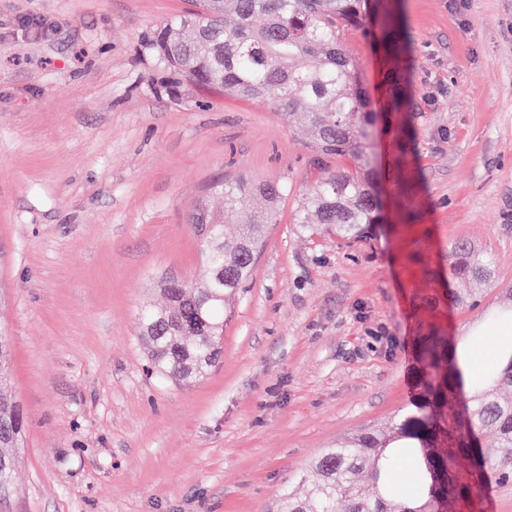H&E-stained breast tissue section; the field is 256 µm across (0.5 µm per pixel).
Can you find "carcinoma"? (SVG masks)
<instances>
[{
	"instance_id": "carcinoma-1",
	"label": "carcinoma",
	"mask_w": 512,
	"mask_h": 512,
	"mask_svg": "<svg viewBox=\"0 0 512 512\" xmlns=\"http://www.w3.org/2000/svg\"><path fill=\"white\" fill-rule=\"evenodd\" d=\"M366 0H196V9L153 25L141 47L164 73L159 90L181 99L190 87L247 100L270 101L306 132L318 152L348 158L354 169L329 170L313 193L299 200L300 235L335 238L352 246L370 238L379 201L370 181L373 118L361 80L343 47L350 29L364 27ZM389 101L407 108L399 77ZM224 210L203 202L190 213L192 226L209 224L200 282L163 280L161 307L138 314L140 337L152 369L175 384L205 378L220 362L224 310L248 280L268 225L277 223L288 194L283 182L242 178L214 182ZM237 227L227 241L224 225ZM453 278H491L489 259L466 242L448 253ZM500 348L506 363L486 370L488 386L464 395L458 356L467 347L431 332L420 338L416 394L411 411L388 432L362 431L324 449L281 493L275 512H466L476 489L490 477L512 481V338ZM11 349L0 336V458L23 441L25 420L9 392ZM491 430L495 447L481 446ZM420 458V495L406 504L395 496L394 474L402 457Z\"/></svg>"
}]
</instances>
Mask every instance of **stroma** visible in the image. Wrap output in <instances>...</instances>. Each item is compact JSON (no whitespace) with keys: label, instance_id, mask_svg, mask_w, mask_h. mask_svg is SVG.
I'll use <instances>...</instances> for the list:
<instances>
[{"label":"stroma","instance_id":"35a3bbf8","mask_svg":"<svg viewBox=\"0 0 512 512\" xmlns=\"http://www.w3.org/2000/svg\"><path fill=\"white\" fill-rule=\"evenodd\" d=\"M188 7L0 0V334L26 418L0 512H268L322 449L410 409L420 336L460 341L512 298V0H381L346 33L383 215L352 247L295 234L340 161L273 103L157 90L142 35ZM395 66L403 113L386 110ZM228 177L288 195L220 363L176 385L148 372L138 312L162 278L204 277L188 217L222 209L208 187ZM460 239L491 279L450 275Z\"/></svg>","mask_w":512,"mask_h":512}]
</instances>
